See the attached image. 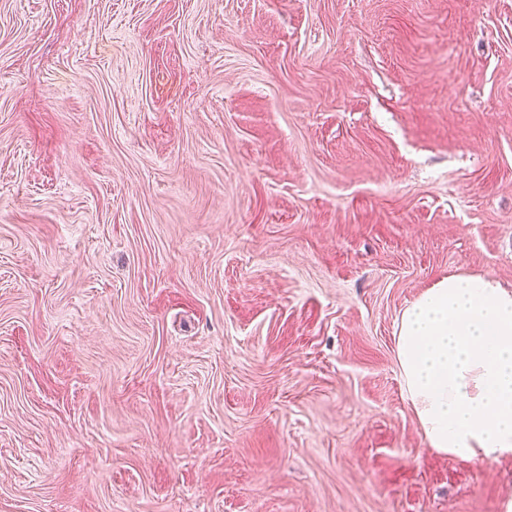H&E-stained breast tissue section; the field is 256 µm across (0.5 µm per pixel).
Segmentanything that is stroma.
Returning <instances> with one entry per match:
<instances>
[{"label": "stroma", "instance_id": "obj_1", "mask_svg": "<svg viewBox=\"0 0 512 512\" xmlns=\"http://www.w3.org/2000/svg\"><path fill=\"white\" fill-rule=\"evenodd\" d=\"M512 287V0H0V512H512L396 360Z\"/></svg>", "mask_w": 512, "mask_h": 512}]
</instances>
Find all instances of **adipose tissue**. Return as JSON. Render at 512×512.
<instances>
[{"mask_svg": "<svg viewBox=\"0 0 512 512\" xmlns=\"http://www.w3.org/2000/svg\"><path fill=\"white\" fill-rule=\"evenodd\" d=\"M396 360L427 447L470 459L512 455V289L451 274L402 312Z\"/></svg>", "mask_w": 512, "mask_h": 512, "instance_id": "ef3b65f1", "label": "adipose tissue"}]
</instances>
